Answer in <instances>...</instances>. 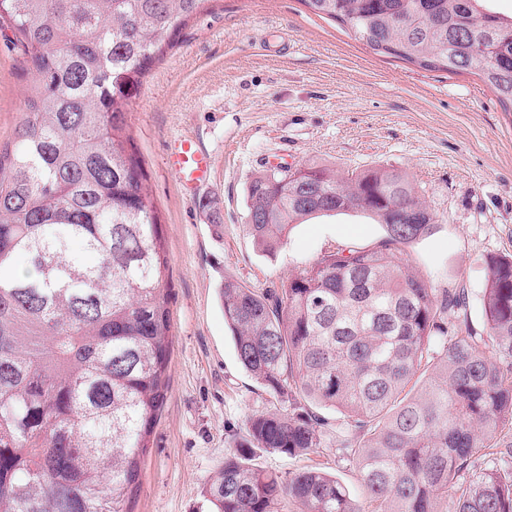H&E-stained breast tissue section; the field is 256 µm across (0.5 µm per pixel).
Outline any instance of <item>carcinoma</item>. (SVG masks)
Listing matches in <instances>:
<instances>
[{
  "mask_svg": "<svg viewBox=\"0 0 512 512\" xmlns=\"http://www.w3.org/2000/svg\"><path fill=\"white\" fill-rule=\"evenodd\" d=\"M210 0H0V29L26 63L27 109L0 146V512H131L168 387L171 345L162 227L127 134L143 78ZM373 51L469 72L512 109V16L488 0H302ZM247 224L260 251L295 224L350 212L383 225L261 292L220 288L238 360L289 409L247 421V448L206 488L214 512H512V256L484 259V328L468 292L435 289L402 263L432 209L385 166L343 174L310 161L257 174ZM29 272L19 274L15 259ZM333 408L351 423L338 452L368 506L336 477L284 479L251 449L321 447Z\"/></svg>",
  "mask_w": 512,
  "mask_h": 512,
  "instance_id": "cac0c4a2",
  "label": "carcinoma"
}]
</instances>
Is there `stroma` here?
Here are the masks:
<instances>
[{
  "label": "stroma",
  "instance_id": "stroma-1",
  "mask_svg": "<svg viewBox=\"0 0 512 512\" xmlns=\"http://www.w3.org/2000/svg\"><path fill=\"white\" fill-rule=\"evenodd\" d=\"M12 38L0 30L2 144L26 111ZM128 122L169 258L172 336L166 401L131 512H211L205 489L243 445L248 419L289 406L239 363L219 300L224 279L279 289L338 246L384 235L367 219L320 218L295 225L276 252H260L246 226L257 173L310 160L342 172H405L437 226L403 247L402 259L435 290L467 288L468 320L483 329L482 261L512 255V112L479 76L374 53L302 0H216L147 75ZM181 135L199 137L212 155V185L197 196L165 165ZM320 414L322 448L302 457L257 449L252 464L284 477L318 464L363 498L358 471L336 451L349 431L344 417Z\"/></svg>",
  "mask_w": 512,
  "mask_h": 512
}]
</instances>
